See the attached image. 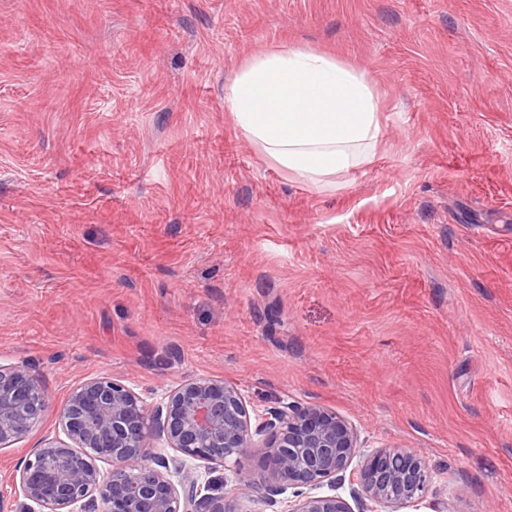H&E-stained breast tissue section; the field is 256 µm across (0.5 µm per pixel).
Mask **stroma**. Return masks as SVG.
I'll return each mask as SVG.
<instances>
[{"label":"stroma","instance_id":"obj_1","mask_svg":"<svg viewBox=\"0 0 512 512\" xmlns=\"http://www.w3.org/2000/svg\"><path fill=\"white\" fill-rule=\"evenodd\" d=\"M362 70L386 134L318 188L226 110L249 57ZM0 362L54 407L235 383L424 455L399 512H512V0H0ZM53 412L0 450V496Z\"/></svg>","mask_w":512,"mask_h":512}]
</instances>
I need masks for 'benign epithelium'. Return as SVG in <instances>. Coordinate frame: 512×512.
I'll use <instances>...</instances> for the list:
<instances>
[{
  "instance_id": "7a95c632",
  "label": "benign epithelium",
  "mask_w": 512,
  "mask_h": 512,
  "mask_svg": "<svg viewBox=\"0 0 512 512\" xmlns=\"http://www.w3.org/2000/svg\"><path fill=\"white\" fill-rule=\"evenodd\" d=\"M49 405L32 367L0 364V449L28 435ZM56 418L64 438L46 439L11 475L23 512H96L101 505L104 512H235L221 483L202 478L188 461L208 473L259 443L271 483L260 488L246 480L234 496L261 497L281 512H352L342 496L318 492L346 472L361 512L419 503L432 479L414 452H360L353 427L319 407L283 402L251 412L241 389L219 377L184 380L151 407L108 376L90 378L71 389ZM160 446L174 456L154 453ZM356 457L360 465L351 471ZM289 490L292 496L278 499Z\"/></svg>"
}]
</instances>
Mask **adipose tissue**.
Here are the masks:
<instances>
[{
    "label": "adipose tissue",
    "instance_id": "obj_1",
    "mask_svg": "<svg viewBox=\"0 0 512 512\" xmlns=\"http://www.w3.org/2000/svg\"><path fill=\"white\" fill-rule=\"evenodd\" d=\"M225 102L269 159L315 186L369 162L385 136L373 82L312 50L272 47L251 57Z\"/></svg>",
    "mask_w": 512,
    "mask_h": 512
}]
</instances>
